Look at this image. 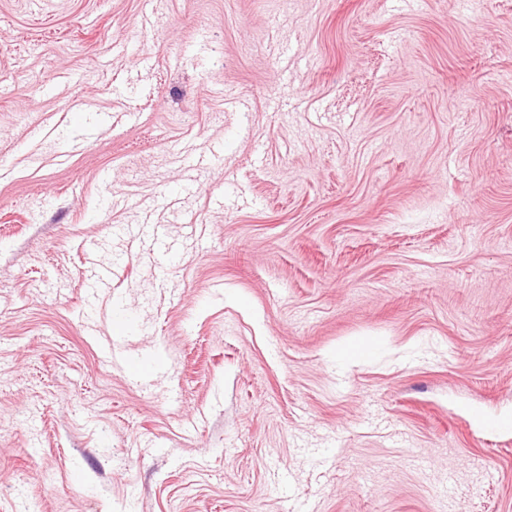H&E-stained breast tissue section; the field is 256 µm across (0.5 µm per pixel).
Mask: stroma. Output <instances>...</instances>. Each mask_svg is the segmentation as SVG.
<instances>
[{"label": "stroma", "mask_w": 512, "mask_h": 512, "mask_svg": "<svg viewBox=\"0 0 512 512\" xmlns=\"http://www.w3.org/2000/svg\"><path fill=\"white\" fill-rule=\"evenodd\" d=\"M498 419L512 0H0V512H512ZM163 359L161 355L154 349L150 354L143 356L130 365H128L129 373L138 380H143L156 372L161 367Z\"/></svg>", "instance_id": "stroma-1"}]
</instances>
